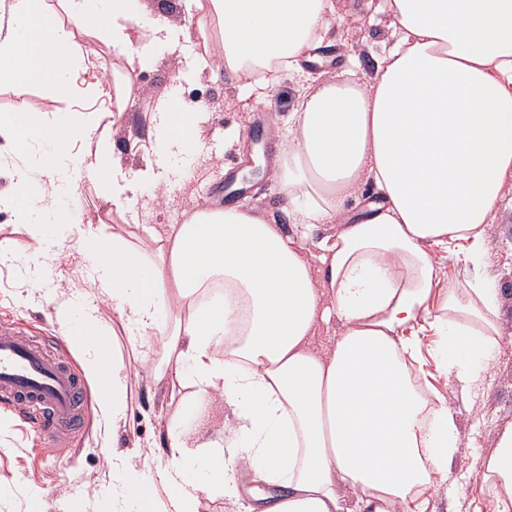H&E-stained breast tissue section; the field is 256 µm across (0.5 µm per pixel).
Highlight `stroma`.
Returning a JSON list of instances; mask_svg holds the SVG:
<instances>
[{
    "label": "stroma",
    "instance_id": "obj_1",
    "mask_svg": "<svg viewBox=\"0 0 512 512\" xmlns=\"http://www.w3.org/2000/svg\"><path fill=\"white\" fill-rule=\"evenodd\" d=\"M336 20L330 35L303 71L280 70L269 74L254 90H241L227 73L213 78L201 69L206 49L198 34L180 38L175 51L160 47L150 71L133 73L125 87L100 96L88 87L91 77L102 82L117 78L113 51L98 40L77 33L86 55L95 65L94 75L75 73L77 94L70 109L121 113L124 129L109 139L127 179H135L152 158L154 134L149 116L156 96L177 87L180 100L189 102L201 93L209 97L206 121L198 133L203 154L184 173H160L156 185H144L124 216H117L103 200L111 186L102 184L88 162L74 171L78 195L74 207L78 220L68 248L31 281L22 267L32 239L13 209L0 207V246L9 259L0 260V319L29 327L36 336L58 339L78 375H85L83 358L75 349V333L85 309H94L99 331L107 338L108 356L127 380L126 411L120 425L105 418L96 397H89L87 427L59 445L21 421L14 411L0 407V512H126L124 502L112 495L113 451L123 452L130 470L139 473L145 463L166 457L163 440L174 426L188 430L196 424L180 408L179 386L172 369L161 366V336L148 337L131 346L123 321L112 300L92 278L93 255L86 244L98 228L131 242L149 239L169 225L188 222L200 203L254 208L276 217L290 230L288 202L276 177L275 155L269 144L286 129L297 108L302 87L327 71L372 75L375 57L393 43L391 19L369 8L368 0H333ZM61 104L51 102L44 87L0 86V114L40 112L57 118ZM240 131L238 143L223 141L224 131ZM222 141L220 154L210 145ZM505 200L487 228L488 275L501 292L500 323L503 332L494 347L495 364L474 402L455 400L457 425L463 445L437 479L432 499L438 512H489L492 503L482 482L481 460L496 445L497 434L512 425V179L503 187ZM422 371L419 387L451 396L454 384L439 362L442 334L433 328L420 333ZM239 496L225 504L218 495L203 496L200 512H259L255 498L265 484L253 472L237 474Z\"/></svg>",
    "mask_w": 512,
    "mask_h": 512
}]
</instances>
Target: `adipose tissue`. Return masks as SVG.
Returning a JSON list of instances; mask_svg holds the SVG:
<instances>
[{
	"instance_id": "obj_1",
	"label": "adipose tissue",
	"mask_w": 512,
	"mask_h": 512,
	"mask_svg": "<svg viewBox=\"0 0 512 512\" xmlns=\"http://www.w3.org/2000/svg\"><path fill=\"white\" fill-rule=\"evenodd\" d=\"M65 6L68 28L37 0L0 2V85L38 83L53 100L71 101L74 73L88 69L76 27L133 72L153 67V43L174 39L142 0ZM195 8L199 34L221 23L220 60L244 90L259 72L299 70L335 13L331 0H197ZM384 9L395 43L374 75L322 76L301 93L282 135L278 178L291 231L253 209L202 204L145 246L98 234L112 261L96 264L95 277L133 339L163 336L183 412L203 424L213 398L236 408L237 450L200 455L201 481L184 479L190 449L202 445L194 431L169 430L166 463L146 476L130 474L124 455L113 453L112 494L132 512H198L206 489L234 503L232 464L278 487L264 512H342L346 489L356 512H428L432 473L460 451L448 399L414 384L421 342L411 330L426 321L439 328L447 371L464 392L482 387L501 335L486 231L512 176V0H384ZM202 113L183 107L175 90L157 97L155 167L200 155ZM98 128L96 116L77 110L50 123L37 113L24 123L0 116L1 147L21 153L42 144L15 187L16 214L35 243L28 272L63 252L76 219L44 191L75 195L72 144L93 148L114 212L133 203L136 185L121 183L122 166ZM369 181L381 201L343 221L344 200ZM336 221L341 229L308 258L307 229ZM459 241L468 285L445 290L442 318L429 306L434 254ZM334 319L340 335L317 347ZM482 469L497 512H512V426Z\"/></svg>"
}]
</instances>
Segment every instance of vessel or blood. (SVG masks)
Returning a JSON list of instances; mask_svg holds the SVG:
<instances>
[{
  "label": "vessel or blood",
  "mask_w": 512,
  "mask_h": 512,
  "mask_svg": "<svg viewBox=\"0 0 512 512\" xmlns=\"http://www.w3.org/2000/svg\"><path fill=\"white\" fill-rule=\"evenodd\" d=\"M86 392L57 341L0 325V404L62 440L80 425Z\"/></svg>",
  "instance_id": "1"
}]
</instances>
